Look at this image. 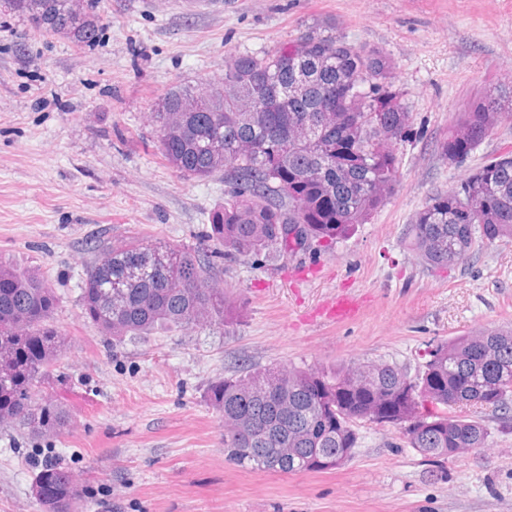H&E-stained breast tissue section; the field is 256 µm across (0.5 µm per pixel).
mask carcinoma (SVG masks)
<instances>
[{"label":"carcinoma","instance_id":"carcinoma-1","mask_svg":"<svg viewBox=\"0 0 512 512\" xmlns=\"http://www.w3.org/2000/svg\"><path fill=\"white\" fill-rule=\"evenodd\" d=\"M66 0H10L11 10L37 29L94 46L103 31L97 0L76 27ZM193 101L211 116L203 125L187 112L170 124L165 110ZM165 160L187 178L223 181L236 174L232 198L210 217L194 247L110 237L87 265L80 288L85 318L103 336H148L157 329L223 325L231 299L215 284L221 263L241 256L286 261L315 253L347 236L384 206L395 186L411 112L395 84L394 66L377 47H355L336 20L306 25L272 51L229 54L224 79L175 86L152 113ZM512 121V85L468 103L439 144L455 165ZM178 144L177 152L165 147ZM461 186L473 195L470 213L455 190L432 194L415 213L407 246L434 269L455 265L480 240L512 239V155L488 160ZM0 423L38 435L67 422L62 403H47L41 386L61 352L52 322L58 298L36 269L0 261ZM422 370L408 378L387 363H351L333 371L272 365L226 377L209 390L224 417L227 462L251 471L321 472L337 468L358 447L361 422L400 427L409 447L432 461L448 449L484 446L481 422L456 414L463 405L493 411L486 387L512 376V330H483L440 342ZM48 512H83L73 476L54 463L34 478Z\"/></svg>","mask_w":512,"mask_h":512}]
</instances>
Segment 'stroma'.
Returning <instances> with one entry per match:
<instances>
[{
	"instance_id": "stroma-1",
	"label": "stroma",
	"mask_w": 512,
	"mask_h": 512,
	"mask_svg": "<svg viewBox=\"0 0 512 512\" xmlns=\"http://www.w3.org/2000/svg\"><path fill=\"white\" fill-rule=\"evenodd\" d=\"M99 43L35 32L0 0V260L36 267L59 298L64 346L47 395L68 411L33 437L0 426V512H44L33 477L72 472L84 512H512V422L465 407L484 448L436 464L389 424H359L351 458L325 472H250L224 459L221 378L271 366L330 371L383 362L408 376L429 346L512 329V240L482 242L446 269L405 244L417 210L488 158L512 153V122L459 165L438 145L466 104L512 84V0H101ZM334 18L394 64L412 123L394 191L370 223L317 254L225 263L236 319L115 341L84 317L80 282L99 239L187 246L224 203L218 180L183 177L151 119L174 86L224 76L228 54L271 51ZM340 294L351 321L320 319Z\"/></svg>"
}]
</instances>
